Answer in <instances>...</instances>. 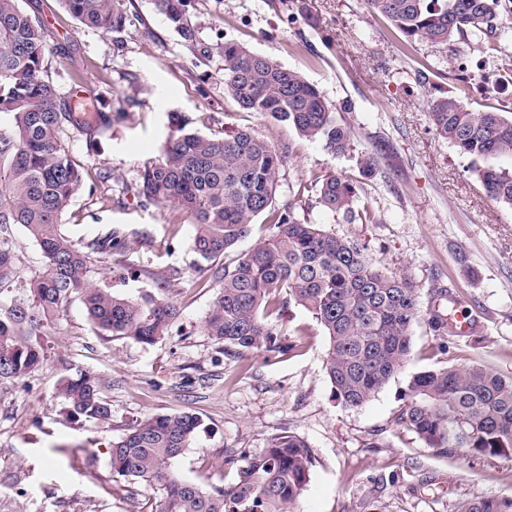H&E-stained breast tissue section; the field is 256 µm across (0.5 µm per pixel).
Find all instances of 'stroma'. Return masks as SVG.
I'll return each mask as SVG.
<instances>
[{
  "label": "stroma",
  "mask_w": 512,
  "mask_h": 512,
  "mask_svg": "<svg viewBox=\"0 0 512 512\" xmlns=\"http://www.w3.org/2000/svg\"><path fill=\"white\" fill-rule=\"evenodd\" d=\"M20 5L49 33L47 69L60 97L109 120L100 135L72 126L62 134L83 167L61 217L66 233L78 243L110 234L123 242L92 257L89 281L134 295L158 288L170 269L183 277L173 284L180 317L164 340L98 335L75 300L44 338L43 367L0 385V512H154L158 490L114 481L108 448L137 420L178 411L197 414L201 425L175 468L203 486L235 478L226 451L260 454L282 432L304 439L314 466L297 512H455L463 500L512 498V459L443 454L396 421L414 373L452 362L512 375V208L484 194L471 159L438 135L427 111L428 100L456 95L476 111L512 113V38L410 45L366 0H301L294 10L283 0H193L192 46L152 0H123L137 20L110 33L79 26L57 0ZM227 40L316 84L350 129V150L334 153L225 96L215 47ZM175 113L202 133L244 128L285 152L278 204L365 242L373 266L418 289L422 314L406 365L362 406L333 400L328 338L304 308L272 321L297 345L282 359L225 356L205 333L214 291L194 268L193 226L137 194ZM366 154L377 162L369 175L359 164ZM331 175L355 185L369 223H348L319 204ZM442 289L478 318L474 334L431 330L427 315ZM70 369L101 379L110 420L64 412L57 387Z\"/></svg>",
  "instance_id": "stroma-1"
}]
</instances>
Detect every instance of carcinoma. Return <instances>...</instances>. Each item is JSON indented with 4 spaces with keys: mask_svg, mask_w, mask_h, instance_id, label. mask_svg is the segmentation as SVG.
Returning a JSON list of instances; mask_svg holds the SVG:
<instances>
[{
    "mask_svg": "<svg viewBox=\"0 0 512 512\" xmlns=\"http://www.w3.org/2000/svg\"><path fill=\"white\" fill-rule=\"evenodd\" d=\"M121 0H58L81 25L108 33L132 23ZM386 17L408 44L450 46L467 34L499 41L512 21L502 0H366ZM156 10L191 46L197 45L189 19L191 0H153ZM48 33L20 6L0 0V383H19L46 359L42 336L76 297L101 336L153 345L169 335L179 309L169 285L182 271L172 269L155 291L130 296L85 278L94 254L121 244L109 236L73 242L61 215L80 186L81 167L62 142L65 126H79L70 102L58 96L46 69ZM224 57V93L240 109L257 112L293 128L331 151L350 149L351 131L338 123L317 85L240 43L218 47ZM440 137L472 159L485 194L512 208V170L483 166L498 156L512 158V114L474 111L455 97L428 102ZM175 135L160 159L140 175L146 204H172L193 224L191 251L197 268L217 287L205 316V332L227 356L254 351L267 358L286 354L269 319L294 303L310 312L328 336L326 367L331 395L358 407L405 365L412 327L420 317L419 293L405 276L385 273L365 256L366 245L337 237L319 224L301 221L293 208L277 206L276 193L287 156L249 130L221 136L188 129L175 114ZM355 186L341 176L322 180L320 204L354 219ZM264 215L269 234L233 265L226 251L249 236ZM360 220H368L361 215ZM22 226L39 246L44 271L17 294L11 227ZM428 322L439 336L448 318L431 308ZM64 411L78 420L106 421L112 405L98 376L79 369L58 387ZM398 421L430 448L443 453L512 458V376L481 365H455L411 376ZM199 417L190 411L138 421L111 444L113 477L159 487L155 512H295L313 467L306 441L291 433L273 436L260 455H228L224 464L237 480L203 487L173 464L193 444ZM456 512H512V498L485 497L457 504Z\"/></svg>",
    "mask_w": 512,
    "mask_h": 512,
    "instance_id": "1",
    "label": "carcinoma"
}]
</instances>
